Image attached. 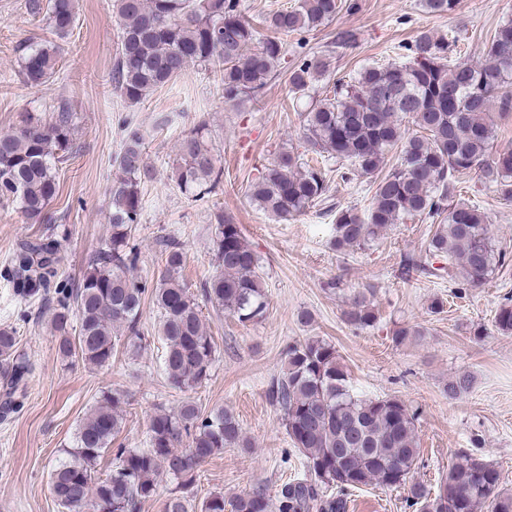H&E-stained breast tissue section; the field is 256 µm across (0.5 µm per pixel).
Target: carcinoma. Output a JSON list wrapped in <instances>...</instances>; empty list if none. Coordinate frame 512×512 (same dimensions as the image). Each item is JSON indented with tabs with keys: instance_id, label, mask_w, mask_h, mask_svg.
I'll list each match as a JSON object with an SVG mask.
<instances>
[{
	"instance_id": "1",
	"label": "carcinoma",
	"mask_w": 512,
	"mask_h": 512,
	"mask_svg": "<svg viewBox=\"0 0 512 512\" xmlns=\"http://www.w3.org/2000/svg\"><path fill=\"white\" fill-rule=\"evenodd\" d=\"M123 21L112 80L121 97L137 104L155 88L197 65L220 74L224 102L255 104L284 54V37L313 31L332 21L345 0H297L266 17L276 36L254 46V28L239 10V0H114ZM459 0H422L432 14L453 12ZM32 19L48 21L64 38L77 16L75 0H25ZM456 36L420 35L406 47L403 63H372L353 79L324 86L323 97L310 96L312 83L329 77L330 63L314 55L290 73L295 97H311L304 126L306 151L336 169L316 168L304 154L280 150L274 162L249 185L251 200L275 218L287 221L324 202L329 173L343 182L374 175L392 150L395 163L380 179L369 208L336 206L333 246L340 252L364 250L383 238L392 225L429 221L437 228L425 250L401 260V275L448 272L453 295L485 284L503 267L508 252L489 236L487 216L473 204L451 201L459 175L483 174L505 202H512V150L493 152L495 124L489 113L512 114V19L491 35L486 59L479 65L451 60ZM61 46L22 45L21 71L30 86L54 73ZM413 126L408 131L404 123ZM73 115L61 105L48 119L19 113L14 130L0 133V204L18 203L32 224L52 220L48 206L57 197L58 165L75 146ZM141 129L128 123L111 191V234L87 261L72 285L58 281L61 241L68 231L30 237L13 251L4 272L14 298L30 303L56 288L51 322L62 359L76 358L92 367L111 365L126 334V348L141 340L140 314L147 288L136 276L139 254L133 243L141 216V185L152 179L143 152ZM176 182L196 198L212 193L224 176L200 121L179 142ZM217 269L204 284L206 299L241 323L262 318L267 309L260 259L232 219L217 216L214 232ZM164 269L152 298L160 312L165 342L162 371L175 389H193L210 373L216 345L202 310L180 280L185 256L169 241ZM450 256L451 268H435L429 258ZM345 301L344 322L372 327L378 311L367 295ZM79 316L70 329L71 312ZM494 326L512 335V296L504 297ZM16 331L0 329V371L4 374L0 412L8 415L31 365L19 351ZM474 378L465 372L448 379L451 400L468 394ZM268 394L282 412L288 437L305 462L303 477L280 485L271 500L261 491L238 497L234 512H348L350 492L365 486L407 488V503L417 512H512V493L501 489L500 472L481 455H460L435 489L412 482L420 459L415 433L418 412L394 397L360 398L353 394L335 345L308 338L288 345L282 375ZM118 393H104L80 421L74 444L62 449L50 473V490L63 512H140L156 494L162 476L177 481L163 512H189L184 490L194 484L199 467L226 448H248L239 422L224 409L204 413L187 399L175 411L159 410L150 419L148 447H112L123 427ZM114 453L112 470L98 463Z\"/></svg>"
}]
</instances>
